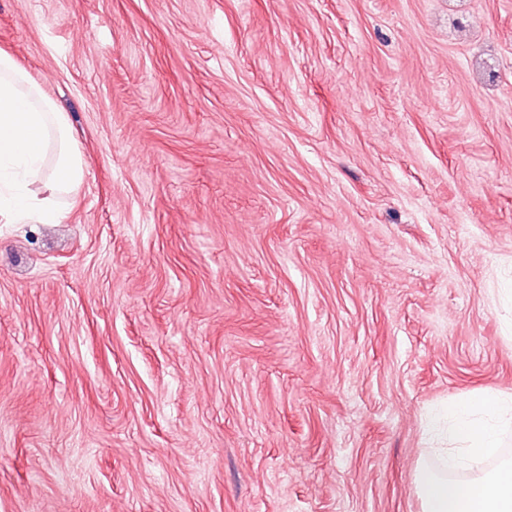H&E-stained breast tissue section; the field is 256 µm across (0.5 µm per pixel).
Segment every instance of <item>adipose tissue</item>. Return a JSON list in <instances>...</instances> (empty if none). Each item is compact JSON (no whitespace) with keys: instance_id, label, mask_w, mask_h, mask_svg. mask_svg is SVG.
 <instances>
[{"instance_id":"ef3b65f1","label":"adipose tissue","mask_w":512,"mask_h":512,"mask_svg":"<svg viewBox=\"0 0 512 512\" xmlns=\"http://www.w3.org/2000/svg\"><path fill=\"white\" fill-rule=\"evenodd\" d=\"M512 429V397L496 392L473 396L463 407L449 406L447 430L434 431L442 445L445 473L418 468L415 478L422 512H512V462L483 472L486 459L497 454L500 436ZM465 468L475 479L460 484L446 473Z\"/></svg>"}]
</instances>
